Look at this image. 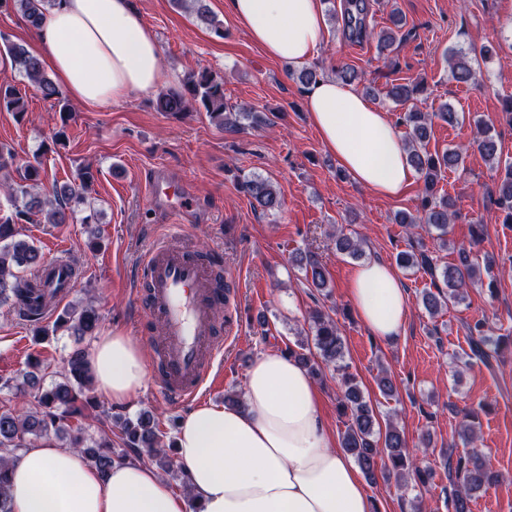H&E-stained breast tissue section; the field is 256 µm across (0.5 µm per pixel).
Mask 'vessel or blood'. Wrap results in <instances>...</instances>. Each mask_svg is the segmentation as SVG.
<instances>
[{"label":"vessel or blood","instance_id":"obj_1","mask_svg":"<svg viewBox=\"0 0 512 512\" xmlns=\"http://www.w3.org/2000/svg\"><path fill=\"white\" fill-rule=\"evenodd\" d=\"M148 195L165 200L173 211L184 209L176 190L161 179H154ZM42 279L67 287L75 282L60 259L47 263ZM136 280L134 299L147 307L150 335L158 348L159 392L172 403L187 402L197 395L223 350L219 317L235 302L218 281L212 263L191 257L180 235L148 245Z\"/></svg>","mask_w":512,"mask_h":512}]
</instances>
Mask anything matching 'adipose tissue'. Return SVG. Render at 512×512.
Returning a JSON list of instances; mask_svg holds the SVG:
<instances>
[{"label":"adipose tissue","mask_w":512,"mask_h":512,"mask_svg":"<svg viewBox=\"0 0 512 512\" xmlns=\"http://www.w3.org/2000/svg\"><path fill=\"white\" fill-rule=\"evenodd\" d=\"M251 41L272 60L302 66L326 40L324 0H225ZM31 51L57 83L88 107L118 102L164 84L158 43L131 0H59L35 32ZM310 122L326 151L378 195L403 196L414 170L386 112L333 78L309 87ZM349 297L375 337L399 336L407 294L390 264L356 268ZM88 363L113 403L136 397L146 354L120 333L96 341ZM178 459L201 512H373L350 455L322 423L307 372L277 351L250 366L241 405L207 404L184 415ZM12 512H185L168 481L142 462L101 473L72 448L24 449L12 468Z\"/></svg>","instance_id":"ef3b65f1"}]
</instances>
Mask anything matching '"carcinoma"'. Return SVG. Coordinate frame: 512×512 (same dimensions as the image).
Returning <instances> with one entry per match:
<instances>
[{"instance_id":"1","label":"carcinoma","mask_w":512,"mask_h":512,"mask_svg":"<svg viewBox=\"0 0 512 512\" xmlns=\"http://www.w3.org/2000/svg\"><path fill=\"white\" fill-rule=\"evenodd\" d=\"M174 6L193 10L197 18L210 26L218 36L224 35L223 25L216 19L206 0H173ZM56 4V0H0V8L11 7L20 12L30 26L39 27L45 12ZM369 11L367 0H347L342 11H329L334 22L341 23L343 36L351 42H361L375 38L378 47L388 48L396 41L392 30L378 33L368 28L366 19ZM3 55L10 58L12 68L26 77L43 97L59 96L58 87L44 72L41 62L33 56L25 45L9 43L4 46ZM451 74L459 83L476 80V71L467 55L457 51L452 56ZM425 92L421 83L411 81L392 84L386 93L396 105H411L402 120L412 127L410 138L405 143L407 158L423 178L424 188L419 196L416 214L403 215L401 224H424L428 230L437 232L441 247H448V224L455 215V202L447 195L438 193V183L442 171L459 167L463 162L460 152L446 150L431 154L423 150L428 126L439 118L452 125L458 115L448 106L438 112L425 113L416 109L413 102ZM156 109L177 115L191 109L204 111L218 127H232L236 122L232 117L248 118L249 112H231L224 98V79L217 74L202 70L189 74L178 89H170L160 94ZM0 110L13 112L19 116L27 111V96L12 81L0 80ZM475 143L485 159L498 166V146L491 129L482 121L475 122ZM42 162L39 159L25 165L22 182L5 184L6 196L13 207L9 216L0 215V303L11 302L18 305L33 288V277L45 264L40 248L31 239L23 238L18 224L42 215L48 224H67L74 219L71 203H82L89 190L91 174H79V183L64 185L53 190L49 197L40 189ZM242 190L264 211L279 209L281 200L275 186L267 179L255 177L241 185ZM491 205L503 214V223L512 224V164L505 166L504 174L497 178L496 189L491 196ZM483 234V225H472L469 245L453 248L456 259L441 268L436 259L425 249L412 253L400 252L396 264L403 269H417L429 276L431 283L442 278L446 292L426 291L422 295L424 308L431 315L443 307L465 300L466 289L482 282L481 268L476 248ZM336 250L354 259L362 257L358 238L353 234L336 237ZM291 261L305 269L311 286L322 289L327 286L326 270L316 255L310 252H297ZM313 344L316 352L305 353L309 344L300 342L301 352L289 351L291 357L305 367L310 374L321 372L320 364L333 368L340 383L342 396L340 406L348 416L346 430L342 435V448L356 461L365 478L376 480L377 459L386 456L390 462L386 477L395 478L398 483L410 480L424 486L432 479L434 471L423 467L410 455L407 442L399 427L392 422L380 425L377 414L360 390L357 378L349 372L344 363V342L336 322L327 314L314 311L311 315ZM99 322L97 309L87 304L80 308L71 307L64 311L58 324L71 331L74 336H84L96 328ZM470 357L488 365L499 357L505 338L490 336L485 330V321L477 320L468 326ZM41 363H30L22 375V381L14 385L19 392L33 391L34 408L24 414L11 407H0V512H11L8 489L11 481L10 465L16 460L14 451L28 448L42 439L49 444V436L65 442L66 447L79 450L85 458L101 472L106 473L112 465L124 459L120 452L112 449V428L119 429V440L126 448H142L151 457L159 458V464L168 473L174 471V461L160 457L163 453L160 437L155 430L154 415L146 412L136 418L112 417L105 412L99 421L105 430L99 438L87 440L83 428L72 426L70 421L84 416V411L94 407L86 394L90 390L93 377L90 373L83 349L76 348L65 361L63 373L50 386L39 383L38 371ZM448 480L451 491L448 495V512H471L472 494L495 483L498 475L492 471L484 456L474 451L466 457L447 459Z\"/></svg>"}]
</instances>
